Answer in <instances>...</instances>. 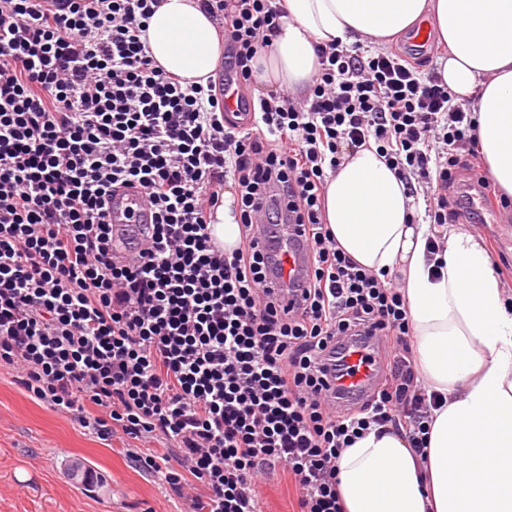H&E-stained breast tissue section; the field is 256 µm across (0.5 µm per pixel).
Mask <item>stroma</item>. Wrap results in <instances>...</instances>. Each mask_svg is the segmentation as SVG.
<instances>
[{"instance_id": "35a3bbf8", "label": "stroma", "mask_w": 512, "mask_h": 512, "mask_svg": "<svg viewBox=\"0 0 512 512\" xmlns=\"http://www.w3.org/2000/svg\"><path fill=\"white\" fill-rule=\"evenodd\" d=\"M470 232L484 245L499 279L512 287V205L494 224ZM125 441L102 440L77 418L57 412L15 384L0 368V512H179L157 480L135 467ZM97 475L93 489L70 473L72 464ZM263 512H297L288 472L276 470L260 489Z\"/></svg>"}]
</instances>
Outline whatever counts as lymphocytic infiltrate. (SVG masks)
I'll return each instance as SVG.
<instances>
[{
	"label": "lymphocytic infiltrate",
	"instance_id": "lymphocytic-infiltrate-1",
	"mask_svg": "<svg viewBox=\"0 0 512 512\" xmlns=\"http://www.w3.org/2000/svg\"><path fill=\"white\" fill-rule=\"evenodd\" d=\"M160 3L0 0V367L102 440L134 441L130 461L187 512H262L258 485L279 467L299 512H343L341 450L378 427L426 456L441 397L417 382L396 280L328 230L326 175L376 143L430 223H460L456 177L482 174L476 116L421 59L360 42L315 44L301 95H251L277 0H201L224 56L217 78L182 83L144 39ZM230 82L237 114L220 97ZM229 182L243 234L228 251L211 225ZM132 183L155 220L122 258L105 202ZM261 223L266 251L252 244ZM295 224L310 275L287 307L272 246ZM363 339L369 360L386 353L383 379L342 412L328 381Z\"/></svg>",
	"mask_w": 512,
	"mask_h": 512
}]
</instances>
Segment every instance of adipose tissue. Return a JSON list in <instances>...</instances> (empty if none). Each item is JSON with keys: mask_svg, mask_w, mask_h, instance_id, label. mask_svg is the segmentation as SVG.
<instances>
[{"mask_svg": "<svg viewBox=\"0 0 512 512\" xmlns=\"http://www.w3.org/2000/svg\"><path fill=\"white\" fill-rule=\"evenodd\" d=\"M277 38L253 65L273 89L307 87L313 45L368 40L379 46L426 21L447 44L441 76L468 99L490 176L512 196V0H282ZM151 54L166 72L198 80L221 57L199 0H162L148 21ZM405 187L375 148L344 156L328 174L325 219L338 246L374 273L397 279L422 385L440 393L426 457L403 433L369 431L342 450L345 512H512V294L472 235L411 220ZM443 250L439 276L427 252Z\"/></svg>", "mask_w": 512, "mask_h": 512, "instance_id": "obj_1", "label": "adipose tissue"}]
</instances>
